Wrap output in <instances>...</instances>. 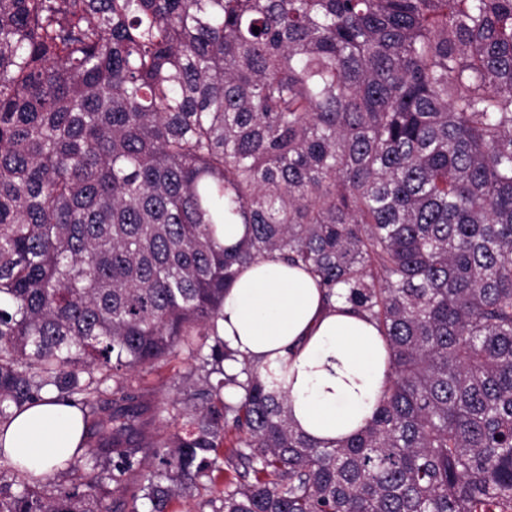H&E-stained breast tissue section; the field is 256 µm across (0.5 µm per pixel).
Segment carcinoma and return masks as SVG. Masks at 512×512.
Segmentation results:
<instances>
[{
	"instance_id": "obj_1",
	"label": "carcinoma",
	"mask_w": 512,
	"mask_h": 512,
	"mask_svg": "<svg viewBox=\"0 0 512 512\" xmlns=\"http://www.w3.org/2000/svg\"><path fill=\"white\" fill-rule=\"evenodd\" d=\"M270 257L388 347L336 447L216 333ZM180 349L158 442L127 375ZM49 388L116 498L0 453V512H169L228 442L213 512H512V0H0V424Z\"/></svg>"
}]
</instances>
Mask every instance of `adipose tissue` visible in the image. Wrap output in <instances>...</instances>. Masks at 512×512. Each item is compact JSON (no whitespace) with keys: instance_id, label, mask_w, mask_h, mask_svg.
Wrapping results in <instances>:
<instances>
[{"instance_id":"adipose-tissue-1","label":"adipose tissue","mask_w":512,"mask_h":512,"mask_svg":"<svg viewBox=\"0 0 512 512\" xmlns=\"http://www.w3.org/2000/svg\"><path fill=\"white\" fill-rule=\"evenodd\" d=\"M216 331L241 355L275 370L294 427L322 444L344 442L366 425L390 372L373 321L327 300L307 271L276 259L241 271L224 294ZM83 434L81 409L49 389L0 426V448L45 477L74 454Z\"/></svg>"}]
</instances>
